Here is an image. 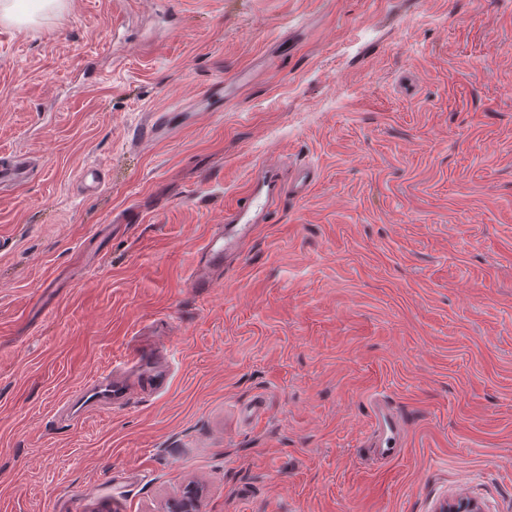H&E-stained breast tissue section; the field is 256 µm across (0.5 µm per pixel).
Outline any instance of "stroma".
<instances>
[{"mask_svg":"<svg viewBox=\"0 0 512 512\" xmlns=\"http://www.w3.org/2000/svg\"><path fill=\"white\" fill-rule=\"evenodd\" d=\"M20 6L0 512H168L191 485L201 512H512V0ZM268 165L316 178L197 294L198 249ZM107 369L127 399L61 417ZM379 400L406 423L388 459ZM28 174V165L21 159L5 167H0V189L22 184L28 179ZM374 436L371 447L383 457L395 456L402 447L401 425L391 418L385 405L378 402L374 408ZM433 512H484L481 504L467 496L459 495L439 502Z\"/></svg>","mask_w":512,"mask_h":512,"instance_id":"35a3bbf8","label":"stroma"}]
</instances>
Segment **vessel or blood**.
<instances>
[{
  "label": "vessel or blood",
  "mask_w": 512,
  "mask_h": 512,
  "mask_svg": "<svg viewBox=\"0 0 512 512\" xmlns=\"http://www.w3.org/2000/svg\"><path fill=\"white\" fill-rule=\"evenodd\" d=\"M28 174V165L22 160L0 167V189L22 184ZM313 178L312 169L306 166L297 167L285 183L271 172L257 178L251 185L247 202L230 211L222 230L211 234L201 248L191 277V288L197 293H206L212 286L213 274L224 270V253L228 246H240L251 236L254 226L263 223L269 213L270 200L284 193L297 198L304 196ZM127 394L125 386L103 376L81 384L77 390L79 399L92 406L125 399ZM373 432L371 445L381 456L392 457L400 451L402 428L391 418L384 404H376L374 408Z\"/></svg>",
  "instance_id": "b4317fda"
}]
</instances>
